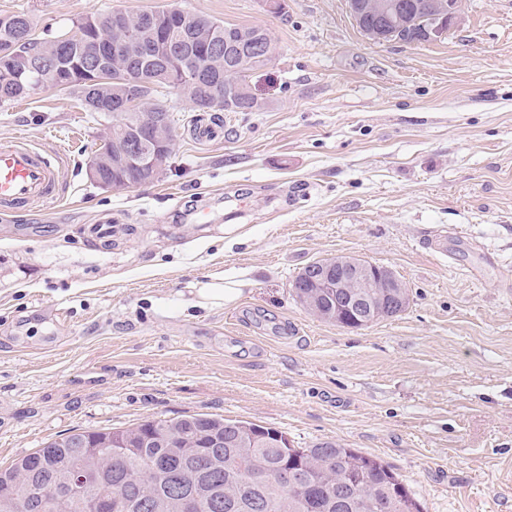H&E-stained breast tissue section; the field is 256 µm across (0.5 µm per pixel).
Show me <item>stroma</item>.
<instances>
[{"mask_svg": "<svg viewBox=\"0 0 512 512\" xmlns=\"http://www.w3.org/2000/svg\"><path fill=\"white\" fill-rule=\"evenodd\" d=\"M0 0L42 40L83 18L173 5L277 44L201 142L162 88L157 181L87 163L108 120L65 89L0 103V139L64 156L66 192L0 214V465L74 430L207 413L335 441L391 466L424 512H512V0H465L441 39L375 43L347 0ZM206 207L209 223L192 213ZM125 225L88 240L103 215ZM390 268L410 305L348 329L298 304L307 264ZM245 281L233 304L202 288Z\"/></svg>", "mask_w": 512, "mask_h": 512, "instance_id": "stroma-1", "label": "stroma"}]
</instances>
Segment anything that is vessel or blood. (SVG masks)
<instances>
[{"mask_svg":"<svg viewBox=\"0 0 512 512\" xmlns=\"http://www.w3.org/2000/svg\"><path fill=\"white\" fill-rule=\"evenodd\" d=\"M62 157L32 145L25 136L0 140V212L44 205L62 197Z\"/></svg>","mask_w":512,"mask_h":512,"instance_id":"1","label":"vessel or blood"}]
</instances>
